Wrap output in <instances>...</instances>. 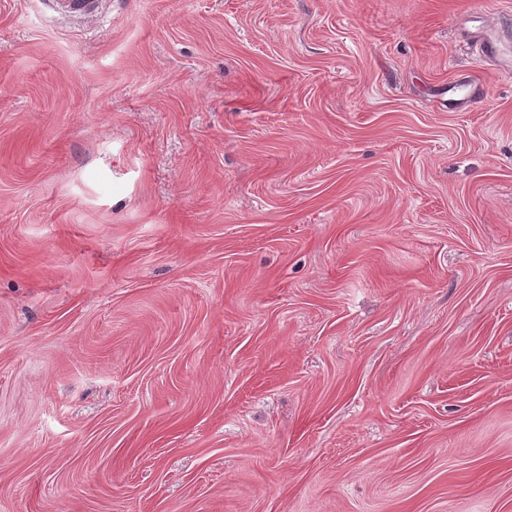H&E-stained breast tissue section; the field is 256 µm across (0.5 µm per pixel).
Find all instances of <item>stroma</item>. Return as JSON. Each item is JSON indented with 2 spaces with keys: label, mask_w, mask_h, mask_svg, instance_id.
I'll return each instance as SVG.
<instances>
[{
  "label": "stroma",
  "mask_w": 512,
  "mask_h": 512,
  "mask_svg": "<svg viewBox=\"0 0 512 512\" xmlns=\"http://www.w3.org/2000/svg\"><path fill=\"white\" fill-rule=\"evenodd\" d=\"M0 512H512V0H0ZM50 8L66 17L93 18L107 2L103 0H50Z\"/></svg>",
  "instance_id": "35a3bbf8"
}]
</instances>
